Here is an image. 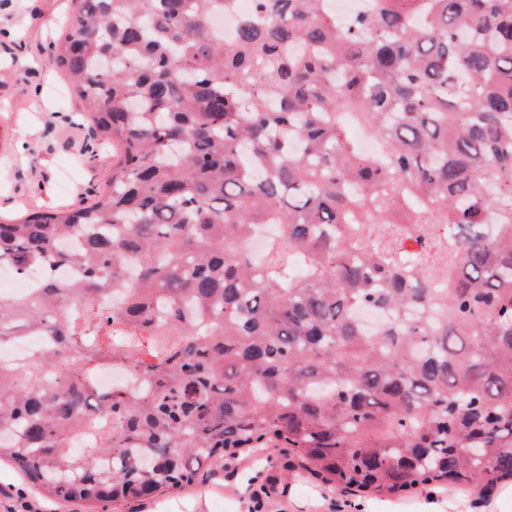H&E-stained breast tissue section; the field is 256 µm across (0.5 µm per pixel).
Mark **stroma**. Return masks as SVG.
<instances>
[{
    "instance_id": "stroma-1",
    "label": "stroma",
    "mask_w": 512,
    "mask_h": 512,
    "mask_svg": "<svg viewBox=\"0 0 512 512\" xmlns=\"http://www.w3.org/2000/svg\"><path fill=\"white\" fill-rule=\"evenodd\" d=\"M71 0H0V214L20 218L51 207H80L105 189L111 162H88L94 141L82 105L51 60L50 43L73 14ZM284 449L262 460L238 459L224 470L199 472L191 485L157 492L146 501L99 512H426L430 503L464 504L492 497L495 485L448 493L426 488L409 497L334 489L318 478L285 472ZM81 512L59 508L0 466V512Z\"/></svg>"
}]
</instances>
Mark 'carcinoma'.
<instances>
[{"label": "carcinoma", "instance_id": "carcinoma-1", "mask_svg": "<svg viewBox=\"0 0 512 512\" xmlns=\"http://www.w3.org/2000/svg\"><path fill=\"white\" fill-rule=\"evenodd\" d=\"M73 2L55 62L120 152L0 221L39 275L0 346L53 339L0 364V461L87 512L267 448L376 495L512 476V0H254L228 42L234 0ZM252 8V2L249 0L237 1L236 8L230 12L216 14L213 17L215 29L224 35V39L231 40L234 36L239 20L248 14ZM137 385L126 367L113 366L111 369H104L97 376V388L100 392H108L112 387Z\"/></svg>", "mask_w": 512, "mask_h": 512}]
</instances>
